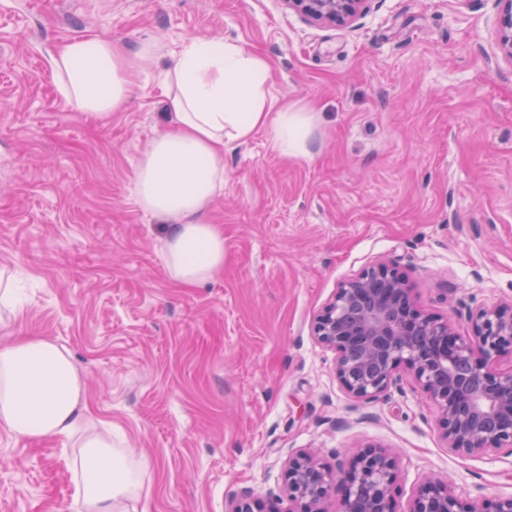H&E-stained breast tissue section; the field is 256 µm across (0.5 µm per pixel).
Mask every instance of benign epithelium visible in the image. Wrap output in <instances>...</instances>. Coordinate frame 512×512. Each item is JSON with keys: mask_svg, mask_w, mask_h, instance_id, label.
<instances>
[{"mask_svg": "<svg viewBox=\"0 0 512 512\" xmlns=\"http://www.w3.org/2000/svg\"><path fill=\"white\" fill-rule=\"evenodd\" d=\"M320 23H347L365 0H284ZM496 20L498 49L512 61V0ZM312 336L336 355L341 387L359 400L376 399L408 378L434 404L446 447L462 456L512 454V369L497 361L512 355V302L479 304L461 334L448 320L419 307L405 274L380 262L343 281L312 320ZM398 456L366 444L339 472L311 451L288 458L284 488L288 512H397ZM226 512H265L247 492L228 500ZM406 512H512V495L489 504H465L447 479L425 481Z\"/></svg>", "mask_w": 512, "mask_h": 512, "instance_id": "7a95c632", "label": "benign epithelium"}]
</instances>
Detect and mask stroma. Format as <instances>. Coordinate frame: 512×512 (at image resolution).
<instances>
[{
	"instance_id": "obj_1",
	"label": "stroma",
	"mask_w": 512,
	"mask_h": 512,
	"mask_svg": "<svg viewBox=\"0 0 512 512\" xmlns=\"http://www.w3.org/2000/svg\"><path fill=\"white\" fill-rule=\"evenodd\" d=\"M498 0H366L350 25L282 0H0V268L25 307L0 343L45 336L72 356L90 418L149 461L136 512H225L243 490L287 512L289 456L350 466L358 446L399 455L406 512L430 477L466 501L512 495V455L446 448L411 382L374 400L339 385L311 335L342 281L391 262L428 312L465 330L476 303L512 300V61ZM94 35L152 41L124 111L95 121L61 92L52 58ZM194 37L266 57L273 106L317 113L314 155L266 132L224 152L209 208L224 268L166 275L162 218L137 204L140 154L167 124L165 72ZM76 455L0 429V512H66ZM498 3L503 5L496 20L498 49L512 61V0H498Z\"/></svg>"
}]
</instances>
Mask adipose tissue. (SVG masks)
<instances>
[{"label":"adipose tissue","instance_id":"adipose-tissue-1","mask_svg":"<svg viewBox=\"0 0 512 512\" xmlns=\"http://www.w3.org/2000/svg\"><path fill=\"white\" fill-rule=\"evenodd\" d=\"M157 47L127 51L95 36L68 41L53 58L61 90L88 117L122 111ZM266 59L238 45L192 38L164 76L168 123L135 170L137 203L168 224L165 269L192 288L224 267V232L208 219L224 188V151L265 131L287 158L312 155L317 117L307 107H273ZM79 373L67 351L29 336L0 346V427L27 441L57 438L78 448L73 503L78 512H127L139 500L148 463L130 460L108 427L91 428Z\"/></svg>","mask_w":512,"mask_h":512}]
</instances>
